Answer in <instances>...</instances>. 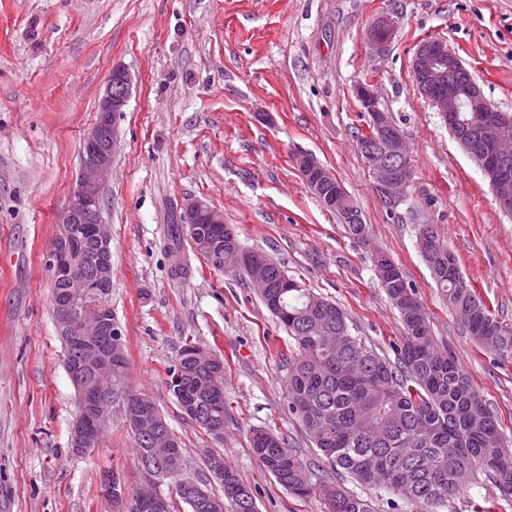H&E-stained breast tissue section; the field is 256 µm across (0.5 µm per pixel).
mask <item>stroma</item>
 <instances>
[{"mask_svg": "<svg viewBox=\"0 0 512 512\" xmlns=\"http://www.w3.org/2000/svg\"><path fill=\"white\" fill-rule=\"evenodd\" d=\"M397 22L385 55L365 34ZM443 38L485 98L512 113V0H0V512H111L100 484L141 483L133 442L112 414L96 448L73 454L78 410L52 318L47 269L80 172L84 134L113 67L132 75L120 148L104 189L112 236V320L131 385L183 442L190 476L222 456L258 512H327L294 496L249 447L256 430L284 437L314 480L364 498L370 512H416L397 496L333 475L288 408L290 340L242 273L212 269L168 228L189 197L206 200L244 249L336 302L356 332L392 355L401 334L371 262L388 254L416 288L434 340L455 356L502 419L512 444V358L476 343L441 299L419 247L438 227L464 275L512 323V215L413 81L418 44ZM373 83L407 143L412 176L395 210L382 206L357 133L358 83ZM307 155L330 170L369 232L355 241L303 183ZM223 355L231 419L211 439L180 409L167 371L185 342ZM512 512L484 474L447 512Z\"/></svg>", "mask_w": 512, "mask_h": 512, "instance_id": "35a3bbf8", "label": "stroma"}]
</instances>
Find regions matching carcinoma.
I'll return each mask as SVG.
<instances>
[{"mask_svg":"<svg viewBox=\"0 0 512 512\" xmlns=\"http://www.w3.org/2000/svg\"><path fill=\"white\" fill-rule=\"evenodd\" d=\"M87 224H64L55 243L92 255L95 242ZM218 224L209 238L187 237L182 225L170 228L176 245L188 241L215 269L231 270L238 240L224 236ZM432 249L438 260L430 268L432 278L448 307L470 308L464 322L477 342L512 356V330L503 326L485 300L467 280L455 259H448V246L432 229ZM266 268L270 288L262 295L268 310L294 341L288 365V408L305 425L316 448L330 467L340 469L362 486L383 489L416 506V512H443L461 486L458 469L487 473L496 487L512 495V454L503 441L502 424L473 387L455 357L437 346L429 318L392 261V277L382 282L388 299L398 311L402 336L394 346L395 359L379 354L366 338L352 333L341 308L314 294L267 255L252 252ZM64 366L83 367L90 388L97 380L86 366L88 358L78 340L61 337ZM129 362L123 339L112 338V395L129 393L131 401L122 410L138 462L153 454V435L138 428L136 401L146 394L128 380ZM179 375L169 388L182 402L197 399L199 413L191 420L215 436L230 419L224 394V358L197 345L179 351L168 377ZM253 454L284 489L307 497L319 493L327 512H368L364 499L330 484L314 486L307 467L290 453L279 436L258 430L250 437ZM184 473L167 482L169 512H210L188 500L180 491ZM224 498L207 491V498L220 501L223 512H257L250 487L236 470L224 466Z\"/></svg>","mask_w":512,"mask_h":512,"instance_id":"cac0c4a2","label":"carcinoma"}]
</instances>
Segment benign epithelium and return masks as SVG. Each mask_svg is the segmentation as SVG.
<instances>
[{
    "label": "benign epithelium",
    "instance_id": "obj_1",
    "mask_svg": "<svg viewBox=\"0 0 512 512\" xmlns=\"http://www.w3.org/2000/svg\"><path fill=\"white\" fill-rule=\"evenodd\" d=\"M395 21L381 17L370 25L366 39L379 56L390 46ZM412 74L419 92L436 108L448 129L478 164L489 179V185L500 206L512 202V128L504 113L488 102L474 80H469V111L480 116L468 123L461 120L458 87L466 68L459 56L448 48L445 40L429 38L421 42L414 52ZM132 77L120 66L112 68L99 97L96 123L82 140L81 169L72 190L62 223L82 224L90 213L94 214L91 234L96 240L93 253L94 277L82 274L81 256L66 246H56L51 253L52 275L70 284L63 297L54 300V314L58 330L66 336L118 335L109 319L111 308L107 304L112 285V238L102 220V202L105 181L112 169L119 144V120L131 97ZM353 93L361 104L362 115L376 135L375 148L370 153L368 166L375 181L380 200L395 207L401 203L409 185L411 164L408 163L405 138L389 113L380 107L373 85L359 83ZM299 174L315 194L330 183L336 192L346 189L335 175L316 165L312 159L298 155L294 158ZM205 217L208 224L224 223L221 212L207 202L188 198L177 213V222L185 225L186 234L196 237L202 233L197 218ZM104 415L93 411L90 418L78 416L70 429V446L80 452L95 438L102 427ZM162 480L154 475L142 476V491L138 496L141 512H162Z\"/></svg>",
    "mask_w": 512,
    "mask_h": 512
}]
</instances>
